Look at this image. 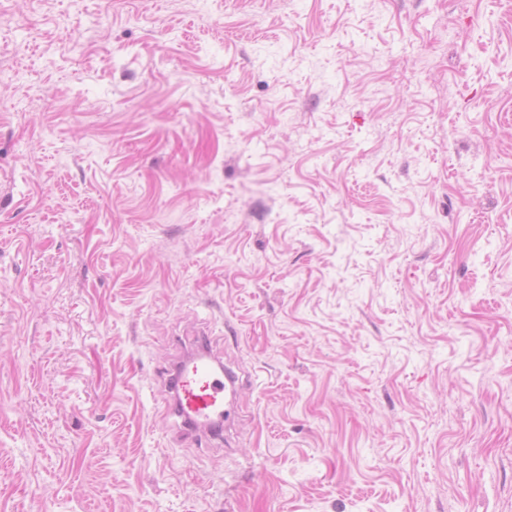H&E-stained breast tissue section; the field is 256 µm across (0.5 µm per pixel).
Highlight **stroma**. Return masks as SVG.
<instances>
[{
  "label": "stroma",
  "mask_w": 512,
  "mask_h": 512,
  "mask_svg": "<svg viewBox=\"0 0 512 512\" xmlns=\"http://www.w3.org/2000/svg\"><path fill=\"white\" fill-rule=\"evenodd\" d=\"M0 512H512V0H0ZM220 372L206 365L186 366L180 363L168 379L172 398L166 410L181 419V427L187 436L197 437L199 428H209L213 419H218L219 429L209 428V437L220 441L224 438V418L227 413L224 404L226 382L234 383L235 377L226 372L225 381L222 366Z\"/></svg>",
  "instance_id": "1"
}]
</instances>
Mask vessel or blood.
Here are the masks:
<instances>
[{"label": "vessel or blood", "instance_id": "b4317fda", "mask_svg": "<svg viewBox=\"0 0 512 512\" xmlns=\"http://www.w3.org/2000/svg\"><path fill=\"white\" fill-rule=\"evenodd\" d=\"M233 380V375L214 371L203 364L178 365L168 380L172 398L166 409L180 418L185 435H197L199 429L206 427L211 438L223 439V429H210L209 424L225 414L224 390Z\"/></svg>", "mask_w": 512, "mask_h": 512}]
</instances>
